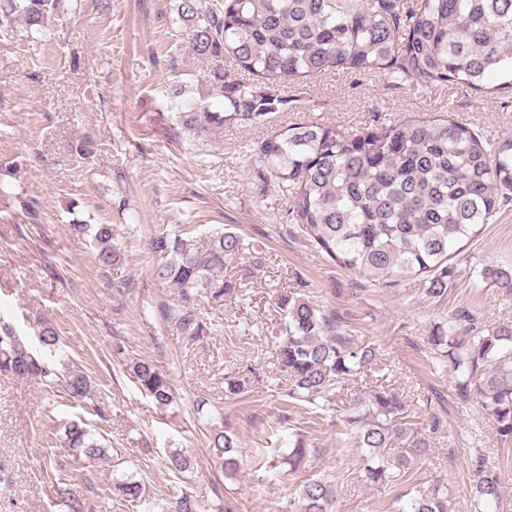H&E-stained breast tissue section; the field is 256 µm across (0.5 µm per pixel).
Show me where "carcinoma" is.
Returning a JSON list of instances; mask_svg holds the SVG:
<instances>
[{
  "label": "carcinoma",
  "mask_w": 512,
  "mask_h": 512,
  "mask_svg": "<svg viewBox=\"0 0 512 512\" xmlns=\"http://www.w3.org/2000/svg\"><path fill=\"white\" fill-rule=\"evenodd\" d=\"M78 6V0H0V29L19 17L41 32L48 14ZM179 13L190 28L192 52L224 60L213 72L224 111L199 107L182 116L184 129L197 136L226 125L264 124L288 105L277 94L278 83L299 85L332 70L382 72L399 86L512 89V0H181ZM240 72L251 81L236 78ZM257 151L278 192L288 197L285 223L295 233L370 285L395 287L403 278L420 277L432 298L446 294L453 273L448 261L459 244L478 235L512 196V136L494 142L451 115L372 124L353 135L325 123L294 124L270 130ZM71 227L92 237L100 265L119 258L112 225L78 221ZM148 246L154 275L185 296L181 304L160 306L164 322L190 345L210 335L214 328L186 296L198 291L218 304L242 294L238 280L224 277L226 261L245 250L242 237L218 228L201 241L158 229ZM483 279L512 293L511 266L486 268ZM275 305L284 319L277 359L288 381L285 399L330 405L343 383L376 360L373 346L355 343L336 313L315 306L303 293L285 292ZM38 339L49 351L58 350L53 325L40 324ZM430 342L439 359L460 374V399L491 417L503 442L512 440V325L487 331L471 311L458 309ZM127 368L156 407L174 402L169 378L153 361L134 358ZM0 376L47 381L79 401L95 392L83 371L56 373L6 325H0ZM408 416L404 402L381 383L352 400L336 423L355 447L367 451L365 481L415 480L410 460L427 454L428 434L441 422L433 415L426 425L414 424ZM210 445L224 472L235 471L234 437L216 431ZM60 446L89 460L107 452L77 422L65 425ZM308 451L304 435H297L285 457L290 469H298ZM190 465L181 451L165 458L173 473ZM472 471L476 512H486L502 496L501 470L480 454ZM112 493L119 501L137 502L142 487L134 480L116 481ZM402 498H394L392 512H449L440 483L427 494ZM300 500V512H333L334 481L306 480ZM200 508L188 494L160 505L161 512Z\"/></svg>",
  "instance_id": "carcinoma-1"
}]
</instances>
